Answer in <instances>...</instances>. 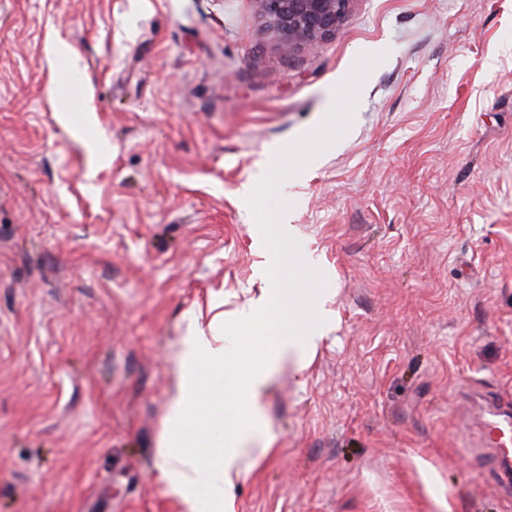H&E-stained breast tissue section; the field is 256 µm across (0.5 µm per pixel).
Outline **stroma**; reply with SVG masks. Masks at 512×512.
Listing matches in <instances>:
<instances>
[{
    "instance_id": "35a3bbf8",
    "label": "stroma",
    "mask_w": 512,
    "mask_h": 512,
    "mask_svg": "<svg viewBox=\"0 0 512 512\" xmlns=\"http://www.w3.org/2000/svg\"><path fill=\"white\" fill-rule=\"evenodd\" d=\"M283 219L335 322L235 512H440L424 470L512 512L470 418L512 405V0H353L288 55L255 0H0V512H188L185 342L223 349Z\"/></svg>"
}]
</instances>
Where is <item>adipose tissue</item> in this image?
Returning <instances> with one entry per match:
<instances>
[{
  "instance_id": "ef3b65f1",
  "label": "adipose tissue",
  "mask_w": 512,
  "mask_h": 512,
  "mask_svg": "<svg viewBox=\"0 0 512 512\" xmlns=\"http://www.w3.org/2000/svg\"><path fill=\"white\" fill-rule=\"evenodd\" d=\"M278 234L283 248L273 267L264 272L267 292L253 301L241 318L246 335L232 336L224 350H214L206 337H190L183 351L188 369L168 418V434L161 456L164 475L179 488L186 502L206 498L210 512H233L228 490L243 471V462L254 454L253 444L270 447L261 400L284 363L303 368L326 334L332 314L305 315L292 290L281 288L285 269L302 263L292 246L293 228L282 224ZM248 343L259 350L247 370H240L238 348ZM210 378L213 407L223 427L199 431L189 422L201 392L197 376Z\"/></svg>"
}]
</instances>
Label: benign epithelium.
Listing matches in <instances>:
<instances>
[{
	"label": "benign epithelium",
	"instance_id": "obj_1",
	"mask_svg": "<svg viewBox=\"0 0 512 512\" xmlns=\"http://www.w3.org/2000/svg\"><path fill=\"white\" fill-rule=\"evenodd\" d=\"M352 0H256L264 23L280 49L289 54L333 34L346 18Z\"/></svg>",
	"mask_w": 512,
	"mask_h": 512
}]
</instances>
